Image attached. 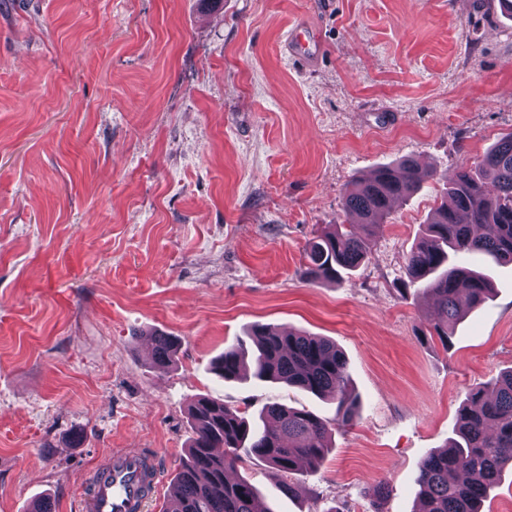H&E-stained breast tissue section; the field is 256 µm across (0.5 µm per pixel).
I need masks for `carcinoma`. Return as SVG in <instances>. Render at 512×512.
<instances>
[{
	"instance_id": "carcinoma-1",
	"label": "carcinoma",
	"mask_w": 512,
	"mask_h": 512,
	"mask_svg": "<svg viewBox=\"0 0 512 512\" xmlns=\"http://www.w3.org/2000/svg\"><path fill=\"white\" fill-rule=\"evenodd\" d=\"M433 176L405 157L354 180L341 206L346 216L356 218L361 232L346 224L326 225L306 252V279L338 283L359 267L395 201L413 196ZM476 253L512 262V135L448 179L445 200L407 259L406 275L429 295L432 329L445 343L462 313L491 296L489 279L468 266V257ZM250 338L253 348H227L215 360L220 377L237 379L249 366L258 380L332 398L336 425L351 424L355 398L346 358L334 343L270 324L254 325ZM151 339V365L164 373L176 364L178 340L163 332ZM188 420L192 437L173 481L172 512H269L260 506L253 484L228 476L241 455L290 477L302 463L311 469L319 465L331 437V428L318 416L278 404L251 422L224 402L200 396L189 406ZM510 466L512 370L496 378L489 392L480 386L469 390L448 447L420 462L414 512H482L484 499Z\"/></svg>"
}]
</instances>
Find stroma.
<instances>
[{
  "mask_svg": "<svg viewBox=\"0 0 512 512\" xmlns=\"http://www.w3.org/2000/svg\"><path fill=\"white\" fill-rule=\"evenodd\" d=\"M300 20L309 67L287 51ZM508 133L495 0H0V512H83L115 448L156 459L148 512H169L200 395L334 425L331 399L213 372L256 324L332 340L357 409L297 495L255 459L236 475L273 512H414L420 460L512 368V264L472 258L494 292L446 345L404 267L443 179ZM404 156L436 180L348 277L306 282L346 184ZM153 331L180 341L165 373Z\"/></svg>",
  "mask_w": 512,
  "mask_h": 512,
  "instance_id": "stroma-1",
  "label": "stroma"
}]
</instances>
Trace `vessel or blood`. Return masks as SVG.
<instances>
[{
	"mask_svg": "<svg viewBox=\"0 0 512 512\" xmlns=\"http://www.w3.org/2000/svg\"><path fill=\"white\" fill-rule=\"evenodd\" d=\"M288 50L304 61H313L320 53L317 39L304 27L293 26L288 36ZM159 480L150 457L132 448L113 452L106 467L93 480L89 499L90 512H143Z\"/></svg>",
	"mask_w": 512,
	"mask_h": 512,
	"instance_id": "vessel-or-blood-1",
	"label": "vessel or blood"
}]
</instances>
